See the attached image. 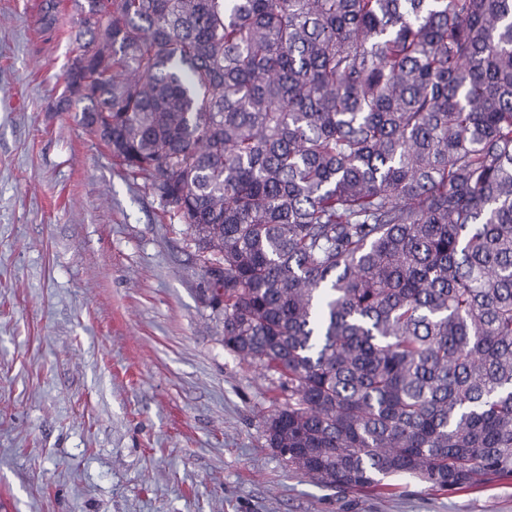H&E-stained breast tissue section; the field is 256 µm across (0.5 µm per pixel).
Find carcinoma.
I'll return each instance as SVG.
<instances>
[{
	"mask_svg": "<svg viewBox=\"0 0 512 512\" xmlns=\"http://www.w3.org/2000/svg\"><path fill=\"white\" fill-rule=\"evenodd\" d=\"M63 109L189 226L268 447L512 478V0H75ZM61 0H42L53 31Z\"/></svg>",
	"mask_w": 512,
	"mask_h": 512,
	"instance_id": "obj_1",
	"label": "carcinoma"
}]
</instances>
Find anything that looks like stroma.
<instances>
[{
	"label": "stroma",
	"mask_w": 512,
	"mask_h": 512,
	"mask_svg": "<svg viewBox=\"0 0 512 512\" xmlns=\"http://www.w3.org/2000/svg\"><path fill=\"white\" fill-rule=\"evenodd\" d=\"M0 0V492L10 512H512V480L385 498L289 472L276 375L224 348L187 225L55 108L76 47Z\"/></svg>",
	"instance_id": "obj_1"
}]
</instances>
